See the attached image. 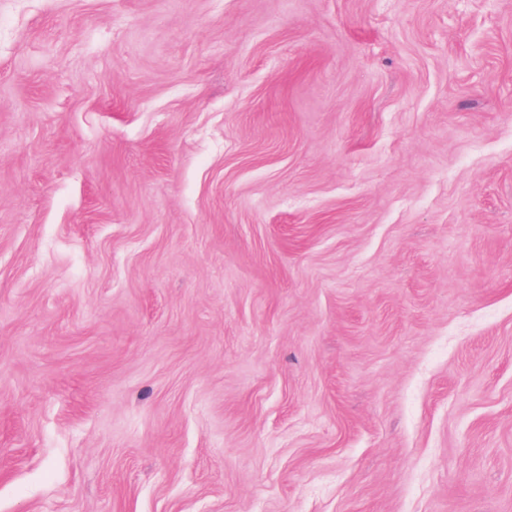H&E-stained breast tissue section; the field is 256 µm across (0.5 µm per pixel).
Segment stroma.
<instances>
[{
	"instance_id": "1",
	"label": "stroma",
	"mask_w": 512,
	"mask_h": 512,
	"mask_svg": "<svg viewBox=\"0 0 512 512\" xmlns=\"http://www.w3.org/2000/svg\"><path fill=\"white\" fill-rule=\"evenodd\" d=\"M0 512H512V0H0Z\"/></svg>"
}]
</instances>
